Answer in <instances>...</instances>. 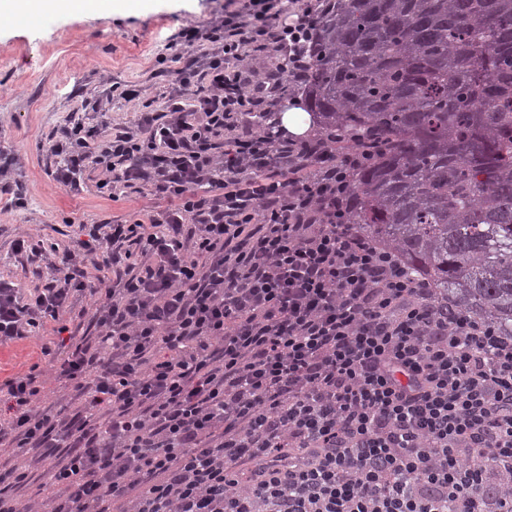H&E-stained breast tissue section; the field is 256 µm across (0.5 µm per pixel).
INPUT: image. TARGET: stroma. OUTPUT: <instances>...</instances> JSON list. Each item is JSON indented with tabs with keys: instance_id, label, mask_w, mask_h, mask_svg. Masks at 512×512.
Wrapping results in <instances>:
<instances>
[{
	"instance_id": "obj_1",
	"label": "stroma",
	"mask_w": 512,
	"mask_h": 512,
	"mask_svg": "<svg viewBox=\"0 0 512 512\" xmlns=\"http://www.w3.org/2000/svg\"><path fill=\"white\" fill-rule=\"evenodd\" d=\"M225 0H131L121 12L63 14L41 10L20 19H0V153L16 156L14 174L26 194L25 207L0 195V273L21 288L52 276L48 259L15 257L12 242L27 233L45 245L71 246L83 224H114L137 218L155 202L148 190L101 196L97 171L85 174L83 193L66 192L50 176L55 160L48 140L73 122L132 125L141 102L113 97L107 115L80 110L81 100L105 94L113 84H136L142 100H162L176 86L156 73L166 39L193 22L207 24ZM42 339H24L0 348V380L26 370L40 355Z\"/></svg>"
}]
</instances>
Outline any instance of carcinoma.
I'll return each mask as SVG.
<instances>
[{
	"label": "carcinoma",
	"mask_w": 512,
	"mask_h": 512,
	"mask_svg": "<svg viewBox=\"0 0 512 512\" xmlns=\"http://www.w3.org/2000/svg\"><path fill=\"white\" fill-rule=\"evenodd\" d=\"M336 4L297 90L322 131L386 142L351 223L512 336V0Z\"/></svg>",
	"instance_id": "cac0c4a2"
}]
</instances>
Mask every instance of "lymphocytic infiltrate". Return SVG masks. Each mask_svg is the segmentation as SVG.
<instances>
[{
    "instance_id": "lymphocytic-infiltrate-1",
    "label": "lymphocytic infiltrate",
    "mask_w": 512,
    "mask_h": 512,
    "mask_svg": "<svg viewBox=\"0 0 512 512\" xmlns=\"http://www.w3.org/2000/svg\"><path fill=\"white\" fill-rule=\"evenodd\" d=\"M334 5L227 0L169 41L177 89L134 129L50 141L66 191L93 168L165 206L81 225L33 292L0 276L1 348L79 295L96 331L41 348L67 405L40 407L37 362L0 383V512H512V338L350 223L379 142L269 124Z\"/></svg>"
}]
</instances>
